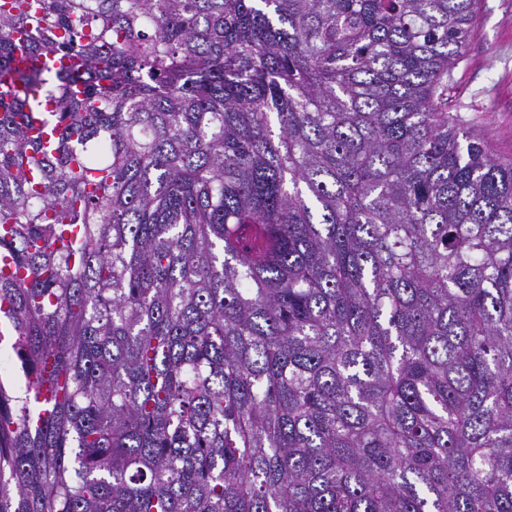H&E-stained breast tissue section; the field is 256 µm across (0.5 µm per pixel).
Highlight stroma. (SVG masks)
I'll use <instances>...</instances> for the list:
<instances>
[{
    "instance_id": "obj_1",
    "label": "stroma",
    "mask_w": 512,
    "mask_h": 512,
    "mask_svg": "<svg viewBox=\"0 0 512 512\" xmlns=\"http://www.w3.org/2000/svg\"><path fill=\"white\" fill-rule=\"evenodd\" d=\"M448 113L512 159V0H479L475 31L448 77Z\"/></svg>"
}]
</instances>
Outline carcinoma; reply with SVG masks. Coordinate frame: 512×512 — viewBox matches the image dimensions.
<instances>
[{
  "label": "carcinoma",
  "mask_w": 512,
  "mask_h": 512,
  "mask_svg": "<svg viewBox=\"0 0 512 512\" xmlns=\"http://www.w3.org/2000/svg\"><path fill=\"white\" fill-rule=\"evenodd\" d=\"M476 17L0 0V512H512V161L446 98Z\"/></svg>",
  "instance_id": "cac0c4a2"
}]
</instances>
